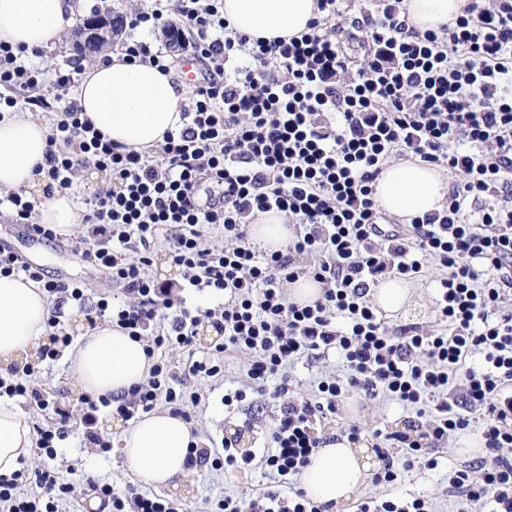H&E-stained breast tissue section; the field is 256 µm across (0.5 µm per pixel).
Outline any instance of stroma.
<instances>
[{
  "label": "stroma",
  "instance_id": "stroma-1",
  "mask_svg": "<svg viewBox=\"0 0 512 512\" xmlns=\"http://www.w3.org/2000/svg\"><path fill=\"white\" fill-rule=\"evenodd\" d=\"M165 6V0H85L82 15L86 18L95 16L104 20L115 17L126 22L135 12L156 7L162 9ZM76 41V35H68L62 46L44 51L39 57L34 58V65L44 73L42 94L60 95L62 102L65 103L75 100V80L80 76L82 60L76 48ZM60 72L70 73L73 78L72 85L61 92L57 91L54 85L55 77ZM0 241L9 243L22 261L41 267L48 274L88 282L96 292L111 286L103 273L79 261L68 238L60 237L53 241L35 239L23 226L15 224L4 211L0 212ZM335 363L336 360L332 357L323 359L312 355L303 359L288 372L289 389L302 397L313 394L318 381L333 371ZM40 382L49 395L60 397L67 402H77L80 397L68 357L43 362ZM188 385L203 397L196 417L200 447H220L222 437L235 434L239 435L240 446L245 450L262 441L265 428L274 415L273 407L256 401L252 403L250 411H231L224 408L221 402L222 393L212 390L210 380L192 379ZM409 415V410L396 403H379L353 397L348 399L343 410L335 420L328 423L327 428L330 432L336 433L343 429L348 421H358L364 427L360 435L361 441L371 446L375 443L373 430L402 427L404 419ZM129 427V422L120 417L108 413L100 414L98 430L110 438L112 443L109 456L104 457L96 453L95 449L81 447L79 440L72 437L59 449L55 460L46 461L33 452L24 459L23 466L32 470L49 465L62 473L71 468L86 470L109 478L116 491H123L126 485L137 481L136 476L124 468L121 454V434ZM475 437V432H466L453 440L449 447L437 451L439 465L436 469L430 470L418 465L411 470H403L397 483L392 486L366 483L359 490L357 498L346 504V512H356L360 498L385 495H430L438 499L441 512H471V505L459 499L447 498L445 490L451 469L480 458V449L469 445L470 440ZM263 484L261 469L254 463L243 468L190 472L184 484L166 489L165 494L182 503L185 512H212L218 497L227 494L256 495L261 492Z\"/></svg>",
  "mask_w": 512,
  "mask_h": 512
}]
</instances>
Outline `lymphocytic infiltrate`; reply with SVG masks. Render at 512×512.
Returning a JSON list of instances; mask_svg holds the SVG:
<instances>
[{
  "mask_svg": "<svg viewBox=\"0 0 512 512\" xmlns=\"http://www.w3.org/2000/svg\"><path fill=\"white\" fill-rule=\"evenodd\" d=\"M401 2L379 0L374 11L349 19L357 61L332 35L346 17L342 0H317L307 32L287 41L252 42L228 30L223 0H172L170 10L134 15L133 29L157 28L172 39L185 27L197 32L183 49L210 69L181 126L154 152L130 150L72 101L37 170L61 191L74 190V172L85 163L107 174L74 251L108 270L123 300L87 304L84 283L49 277L5 245L0 275L40 283L50 302L42 361L58 360L71 344L61 316L76 302L86 304L90 326L107 322L143 341L152 364L128 396L87 395L78 409L49 399L38 384L39 363L0 374V397L49 414L35 427L40 455L56 457L75 416L82 447L110 453L111 441L97 428L103 409L129 421L164 405L192 421L202 397L175 388L161 353L192 349L205 325L219 339L189 364V375L217 381L228 357L250 356L248 387L227 391L228 407L264 392L306 356L334 350L343 358L341 374L321 380L312 397L291 396L284 385L274 390L279 412L262 456L240 452L228 437L217 449L190 448L189 469L257 459L269 480L256 499H217L215 512H320L297 477L314 450L333 440L323 420L354 395L414 409L404 428L373 432L383 448L401 449L409 466L435 468L427 449L447 447L477 426L481 475L452 471L448 495L475 512H512V205H484L512 189V0H468L454 23L422 33ZM42 82L40 69L0 42V109ZM406 154L461 178L443 210L400 229L384 225L372 184L385 164ZM271 211L293 232L283 249L268 252L253 243L250 226ZM215 233L223 245L209 244ZM159 252L182 270L186 286L221 293L222 306L175 305L173 282L149 273ZM433 268L442 272L434 325L389 335L372 290L384 278H421ZM304 277L320 285L319 296L290 301L289 286ZM457 384L464 414L448 400ZM79 491L105 512H181L179 502L135 484L118 494L108 481H68L48 468L34 469L29 480L19 470L0 475V512H67Z\"/></svg>",
  "mask_w": 512,
  "mask_h": 512,
  "instance_id": "f902f5d3",
  "label": "lymphocytic infiltrate"
}]
</instances>
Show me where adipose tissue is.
<instances>
[{
    "label": "adipose tissue",
    "mask_w": 512,
    "mask_h": 512,
    "mask_svg": "<svg viewBox=\"0 0 512 512\" xmlns=\"http://www.w3.org/2000/svg\"><path fill=\"white\" fill-rule=\"evenodd\" d=\"M466 0H404L412 27L420 32L452 22ZM76 0H0V41L23 49L26 57L62 44L76 23ZM318 15L317 0H224L230 29L251 39L291 38L306 31ZM77 89L84 115L109 139L143 150L164 141L176 129L190 86L175 72L115 51L86 60ZM47 120L30 112H0V191L35 195L36 221L70 235L80 215L71 193L48 191L36 173L48 149ZM374 197L387 214L403 221L442 210L448 178L420 160L387 164L373 184ZM377 309L407 315L416 304L410 286L398 278L383 280L374 294ZM48 299L38 284L21 275L0 276V367L35 351L45 333ZM81 392L121 396L141 383L149 369L142 342L116 325H103L83 336L70 355ZM195 438L180 416L162 410L143 417L123 436L127 469L156 487H175L187 476L186 459ZM34 444L31 427L9 400H0V474L18 470ZM366 446L344 442L316 449L301 474L310 500L326 512L342 507L378 467Z\"/></svg>",
    "instance_id": "adipose-tissue-1"
}]
</instances>
